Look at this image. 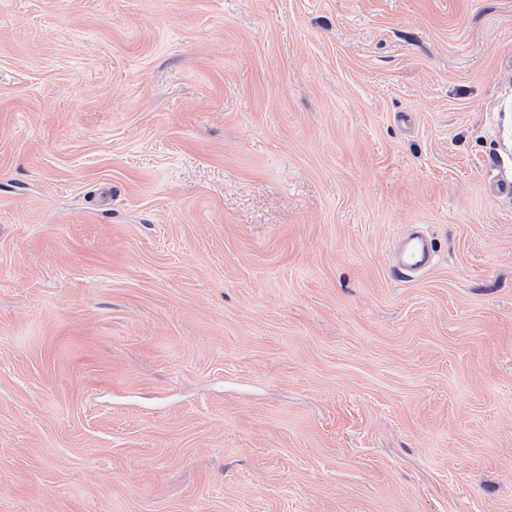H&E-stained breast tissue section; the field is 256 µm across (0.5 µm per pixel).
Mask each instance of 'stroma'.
<instances>
[{"label":"stroma","mask_w":512,"mask_h":512,"mask_svg":"<svg viewBox=\"0 0 512 512\" xmlns=\"http://www.w3.org/2000/svg\"><path fill=\"white\" fill-rule=\"evenodd\" d=\"M498 178L512 0H0V512H512ZM434 261L430 241L426 234L418 229L401 238L393 251L391 273L396 279L409 280L425 270Z\"/></svg>","instance_id":"obj_1"}]
</instances>
